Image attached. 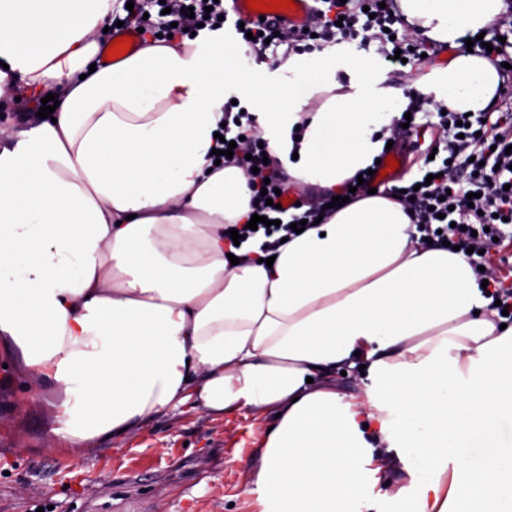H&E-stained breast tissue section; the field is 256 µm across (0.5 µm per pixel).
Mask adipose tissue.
I'll list each match as a JSON object with an SVG mask.
<instances>
[{
  "label": "adipose tissue",
  "instance_id": "1",
  "mask_svg": "<svg viewBox=\"0 0 512 512\" xmlns=\"http://www.w3.org/2000/svg\"><path fill=\"white\" fill-rule=\"evenodd\" d=\"M448 45L420 83L483 111L496 67L462 39L504 0H398ZM116 0H0V102L53 92V120L0 129V349L57 394L52 432L80 451L189 404L270 409L253 471L262 512H373L393 463L400 512H512V324L463 253L422 243L404 207L365 194L231 264L253 190L211 152L236 99L300 188L338 192L382 154L409 99L383 58L339 42L247 61L240 36L145 41L95 66ZM361 389L336 387L340 373Z\"/></svg>",
  "mask_w": 512,
  "mask_h": 512
}]
</instances>
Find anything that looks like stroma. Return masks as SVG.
<instances>
[{
	"label": "stroma",
	"mask_w": 512,
	"mask_h": 512,
	"mask_svg": "<svg viewBox=\"0 0 512 512\" xmlns=\"http://www.w3.org/2000/svg\"><path fill=\"white\" fill-rule=\"evenodd\" d=\"M54 400L0 353V512H261L251 471L270 413L182 406L70 454L52 443Z\"/></svg>",
	"instance_id": "stroma-1"
}]
</instances>
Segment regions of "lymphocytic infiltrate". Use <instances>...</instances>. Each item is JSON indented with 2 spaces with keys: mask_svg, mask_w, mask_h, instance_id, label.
Masks as SVG:
<instances>
[{
  "mask_svg": "<svg viewBox=\"0 0 512 512\" xmlns=\"http://www.w3.org/2000/svg\"><path fill=\"white\" fill-rule=\"evenodd\" d=\"M193 9L195 23L205 28H221L225 8L222 0H135L132 13L124 19L125 28H155L163 32L171 27L185 29V9ZM397 0H320L307 29L289 28V42H314L321 47L338 41L362 40L376 43L393 73L402 75L421 63L427 47L414 39L409 28L401 27ZM493 48L507 62L496 100L483 112L445 111L443 103L432 97L411 93L407 107L411 114H424L421 124L394 125V136L405 132L420 134L435 131L440 143L434 159L426 161L425 171L432 174L430 184L415 193L394 187V198L403 204L412 222L434 245L450 242L469 251V260L479 267V279L487 283L486 293L498 300L501 309L512 313V284H506L500 269L506 259L491 260L495 241L512 240V7L492 31ZM225 141L235 142L234 158L251 172L254 191L251 206L255 214L267 217V224L252 230L239 227L244 238L262 236L261 249L275 253L283 237L292 235V223L315 221L330 216L331 196L312 204L304 213L289 205L273 206L277 192H289L290 180L276 159H264L262 141L254 118L225 105ZM475 201H468V193Z\"/></svg>",
  "mask_w": 512,
  "mask_h": 512,
  "instance_id": "obj_1",
  "label": "lymphocytic infiltrate"
}]
</instances>
